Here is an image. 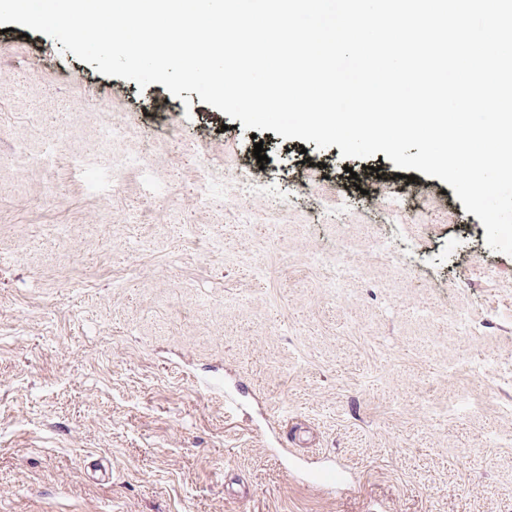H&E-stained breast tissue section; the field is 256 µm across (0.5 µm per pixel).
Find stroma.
<instances>
[{"label": "stroma", "instance_id": "obj_1", "mask_svg": "<svg viewBox=\"0 0 512 512\" xmlns=\"http://www.w3.org/2000/svg\"><path fill=\"white\" fill-rule=\"evenodd\" d=\"M364 166L384 178L363 193ZM397 172L0 32V512H512V256L441 179ZM316 249L356 268L343 292Z\"/></svg>", "mask_w": 512, "mask_h": 512}]
</instances>
